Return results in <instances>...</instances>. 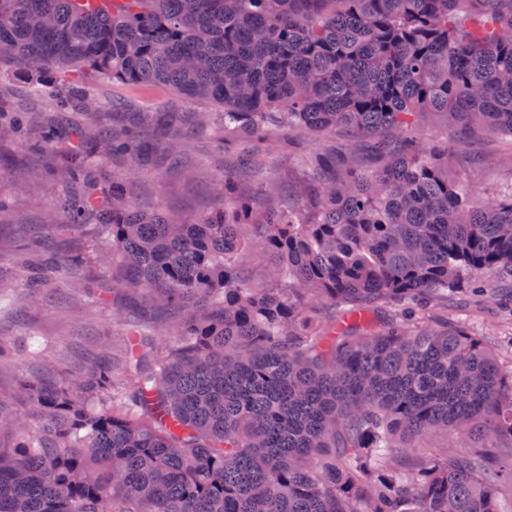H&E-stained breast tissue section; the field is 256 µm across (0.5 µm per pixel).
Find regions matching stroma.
Wrapping results in <instances>:
<instances>
[{"instance_id": "35a3bbf8", "label": "stroma", "mask_w": 512, "mask_h": 512, "mask_svg": "<svg viewBox=\"0 0 512 512\" xmlns=\"http://www.w3.org/2000/svg\"><path fill=\"white\" fill-rule=\"evenodd\" d=\"M38 78L20 73L8 59L0 60V104L10 106L25 126L70 131L86 124L90 116L79 108L58 111L50 95H35ZM95 96L101 111L117 110L137 117L161 109L179 119L177 135L159 152L135 161L107 158L94 171L101 181L126 175L129 199L143 209L192 218L211 210L225 171H232L257 205H265L264 190L279 188L278 204L294 208L300 203L298 186L312 179L311 170L297 155L271 141L261 164L238 167L234 155L216 151L215 142L224 134V110L206 108L205 126L194 123L200 104L151 84H115L99 79ZM424 139L448 142V175L464 179L476 199L489 202L512 194V138L499 135L470 136L455 127L430 121L422 128ZM10 187L8 215L0 218V240L34 238L44 251L68 259L83 255L77 267L38 292L28 283L32 267L0 253V339L16 352L0 362V392L13 396L16 408L26 401L20 394L26 381L74 382L83 358L101 346L122 349L131 331L140 328L143 315L138 307L110 293V270L91 260V253L110 250L109 241H91L78 235L57 236L50 226L60 220L74 191L62 171L33 146L30 137L0 139V185ZM93 282V290L80 288V281ZM448 313L469 316L475 330L496 337L498 360L503 373H512V324L504 321L493 304L475 305L452 296Z\"/></svg>"}]
</instances>
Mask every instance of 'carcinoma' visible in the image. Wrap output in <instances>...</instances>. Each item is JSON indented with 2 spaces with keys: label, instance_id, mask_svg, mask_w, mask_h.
<instances>
[{
  "label": "carcinoma",
  "instance_id": "carcinoma-1",
  "mask_svg": "<svg viewBox=\"0 0 512 512\" xmlns=\"http://www.w3.org/2000/svg\"><path fill=\"white\" fill-rule=\"evenodd\" d=\"M48 74L61 109L87 81L158 84L224 107L251 157L278 129L343 134L297 212L254 208L226 173L191 219L133 207L96 157L149 146L106 115L40 132L81 187L62 234L107 239L112 286L169 310L164 347H104L83 377L0 394V512H499L512 488V376L488 337L426 312L512 281V193L472 205L421 115L512 136V0H0V57ZM383 144L373 169L357 139ZM268 255L255 287L242 246ZM445 430L462 447L418 441Z\"/></svg>",
  "mask_w": 512,
  "mask_h": 512
}]
</instances>
